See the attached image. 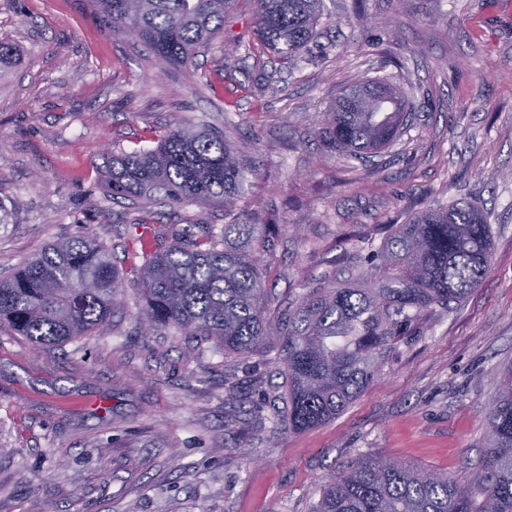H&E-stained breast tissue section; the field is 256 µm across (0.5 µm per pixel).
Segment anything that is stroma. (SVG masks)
Instances as JSON below:
<instances>
[{"label": "stroma", "instance_id": "obj_1", "mask_svg": "<svg viewBox=\"0 0 512 512\" xmlns=\"http://www.w3.org/2000/svg\"><path fill=\"white\" fill-rule=\"evenodd\" d=\"M21 54L0 79V276L85 234L126 265L133 226L278 225L264 303L295 307L376 259L389 224L466 199L492 230L491 273L424 314L335 419L291 431L282 368L174 329L146 330L133 283L105 333L47 351L0 331V512H312L361 456L468 483L488 400L512 363V0H324L321 34L292 68L250 47L248 0L184 69L103 32L88 0H0ZM240 42L235 60L224 44ZM383 79L418 106L371 161L340 154L317 119L348 84ZM179 126L248 143L233 203L113 202L107 154ZM265 416H256V406Z\"/></svg>", "mask_w": 512, "mask_h": 512}]
</instances>
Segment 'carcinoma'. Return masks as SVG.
<instances>
[{
	"mask_svg": "<svg viewBox=\"0 0 512 512\" xmlns=\"http://www.w3.org/2000/svg\"><path fill=\"white\" fill-rule=\"evenodd\" d=\"M105 32L124 25L158 59L187 67L224 31L237 0H91ZM257 44L293 65L322 25L323 0H250ZM19 64L16 47L0 41V75ZM346 87L324 118L339 153H379L404 133L415 104L390 86L385 103L349 101ZM244 147L211 131L170 130L149 150L108 157L105 185L114 201L225 204L242 189ZM130 250L142 263L118 268L108 250L86 235L44 248L0 280V327L37 349L103 332L114 298L129 280L140 290L144 318L176 327L226 354L263 351L282 364L285 402L274 420L290 430L318 426L343 411L377 376L420 316L462 301L491 271L487 216L468 201L429 207L390 226L377 264L349 285L315 288L293 310L264 314L261 270L271 253L270 225L256 213L154 237ZM489 448L473 485L381 457L358 458L322 491L314 512H512V364L499 375L490 402Z\"/></svg>",
	"mask_w": 512,
	"mask_h": 512,
	"instance_id": "carcinoma-1",
	"label": "carcinoma"
}]
</instances>
